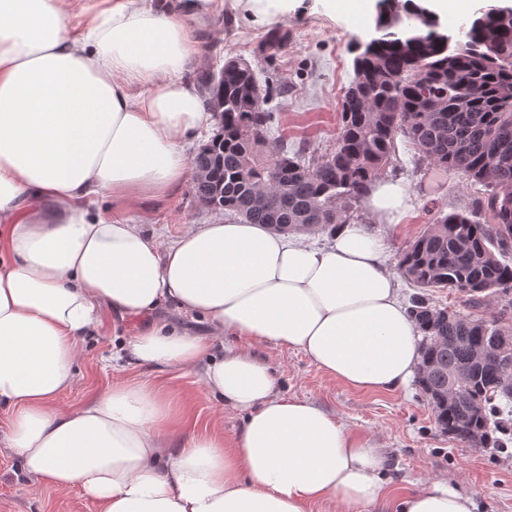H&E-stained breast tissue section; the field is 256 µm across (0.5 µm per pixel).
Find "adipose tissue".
I'll use <instances>...</instances> for the list:
<instances>
[{"instance_id": "obj_1", "label": "adipose tissue", "mask_w": 512, "mask_h": 512, "mask_svg": "<svg viewBox=\"0 0 512 512\" xmlns=\"http://www.w3.org/2000/svg\"><path fill=\"white\" fill-rule=\"evenodd\" d=\"M215 7L0 0V405L11 411L0 447L30 480L80 488L100 512H376L389 500L378 449L281 394L251 345L300 350L356 390L406 388L421 334L382 237L353 221L318 245L227 217L166 245L97 205L106 192L162 195L192 177L182 141L216 118L185 75L199 54L186 22ZM364 201L384 223L409 205L393 181ZM105 308L151 316L129 361L199 371L222 408L243 414L239 429L174 443L170 398L124 380L59 407ZM161 308L203 318L209 336L156 318ZM398 510L476 512L477 502L430 479Z\"/></svg>"}]
</instances>
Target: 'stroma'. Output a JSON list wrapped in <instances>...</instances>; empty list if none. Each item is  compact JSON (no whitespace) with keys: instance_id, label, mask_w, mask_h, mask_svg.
Here are the masks:
<instances>
[{"instance_id":"1","label":"stroma","mask_w":512,"mask_h":512,"mask_svg":"<svg viewBox=\"0 0 512 512\" xmlns=\"http://www.w3.org/2000/svg\"><path fill=\"white\" fill-rule=\"evenodd\" d=\"M373 23L370 15L332 12L327 0H301L288 13L269 15L262 25L227 4L204 25L193 27L201 53L192 62L191 72L199 74L228 57L243 58L257 70H271L280 82L271 103L278 122L269 137L270 146L291 153L302 148L321 156L334 150L340 132L341 98L354 76L351 48L368 37ZM277 28L287 31L288 42L272 57H265L259 48L267 33ZM397 148V159L383 177L404 181L412 207L399 230L384 224L376 227L394 256L420 236L439 212L475 209L481 195L478 186L420 160L408 143L398 142ZM97 204L120 220L144 215L145 231L167 243L185 225L218 218L217 212L194 199L187 183L157 196L140 192L103 196ZM147 324L144 318L104 313L101 328L85 342L73 383L60 395L59 405L78 407L114 380L125 378L165 386L174 407L186 414L184 437L232 435L241 425V416L222 411L206 395L199 373L158 376L121 359L124 342ZM254 349L271 366L286 394L336 414L356 435L381 449L393 495L438 478L450 488L476 492L479 512H512V445L490 454L448 437L437 426L417 383L396 392L358 391L317 368L299 350L263 342ZM0 512H99V508L80 489L57 490L33 483L19 457L0 454Z\"/></svg>"}]
</instances>
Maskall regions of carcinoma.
Segmentation results:
<instances>
[{
	"label": "carcinoma",
	"mask_w": 512,
	"mask_h": 512,
	"mask_svg": "<svg viewBox=\"0 0 512 512\" xmlns=\"http://www.w3.org/2000/svg\"><path fill=\"white\" fill-rule=\"evenodd\" d=\"M393 2L379 0L374 34L355 48L336 148L312 161L261 150L276 122L273 77L261 80L235 58L203 72L198 84L224 109L192 157L209 172L193 193L208 209L279 232L344 224L346 207L393 164L399 137L428 164L484 187L478 208L438 216L402 250L398 267L416 287L455 289L472 308L491 295L503 299L500 312L476 319L418 296L409 314L423 336L418 387L439 428L470 447L505 448L512 410L497 399L512 403L508 374L476 352L512 336L503 323L512 312V265L497 257L512 248V11L478 12L450 51L448 33L426 9L403 15ZM287 42L288 33L272 30L262 50Z\"/></svg>",
	"instance_id": "cac0c4a2"
}]
</instances>
